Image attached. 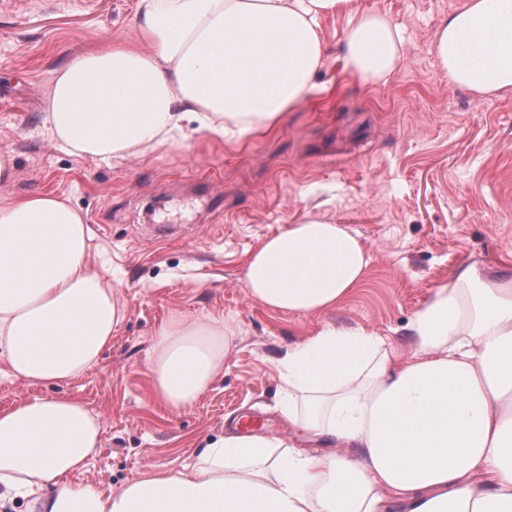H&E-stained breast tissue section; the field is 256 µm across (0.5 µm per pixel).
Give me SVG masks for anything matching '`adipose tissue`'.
I'll use <instances>...</instances> for the list:
<instances>
[{
	"label": "adipose tissue",
	"instance_id": "adipose-tissue-1",
	"mask_svg": "<svg viewBox=\"0 0 512 512\" xmlns=\"http://www.w3.org/2000/svg\"><path fill=\"white\" fill-rule=\"evenodd\" d=\"M331 15L347 19L346 69L387 81L403 32L356 0H139L135 39L57 70L49 138L109 162L194 123L219 137L274 129L318 93ZM434 51L452 84L511 91L512 0H463ZM90 239L58 196L0 204V357L15 378L72 380L111 346L125 306L89 264ZM368 265L356 231L312 217L261 241L243 286L269 308L317 314L342 304ZM406 331L403 347L328 325L278 357L283 415L326 452L233 426L204 439L194 464L106 494L72 481L100 447L99 416L71 397L36 398L0 410V495L31 512H512V271L462 267ZM231 334L220 317L171 315L149 364L157 397L191 406L223 372Z\"/></svg>",
	"mask_w": 512,
	"mask_h": 512
}]
</instances>
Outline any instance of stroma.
<instances>
[{"label": "stroma", "mask_w": 512, "mask_h": 512, "mask_svg": "<svg viewBox=\"0 0 512 512\" xmlns=\"http://www.w3.org/2000/svg\"><path fill=\"white\" fill-rule=\"evenodd\" d=\"M461 2L358 0L404 32L403 62L386 83L345 69L347 20L329 16L321 92L276 129L227 139L192 126L106 164L57 148L42 119L59 67L134 38L137 0H0V151L16 157L0 203L31 191L69 199L91 229L93 268L126 308L111 346L71 381L25 383L0 362V410L65 395L99 415L101 448L74 482L115 492L146 471L193 464L201 439L247 415L287 435L275 361L288 346L326 325L402 341L460 267L512 269V91L483 98L455 86L433 52L436 27ZM316 216L359 233L370 257L361 286L318 315L250 299L251 250ZM175 313L220 317L234 331L223 372L181 410L155 396L148 369L156 331Z\"/></svg>", "instance_id": "1"}]
</instances>
